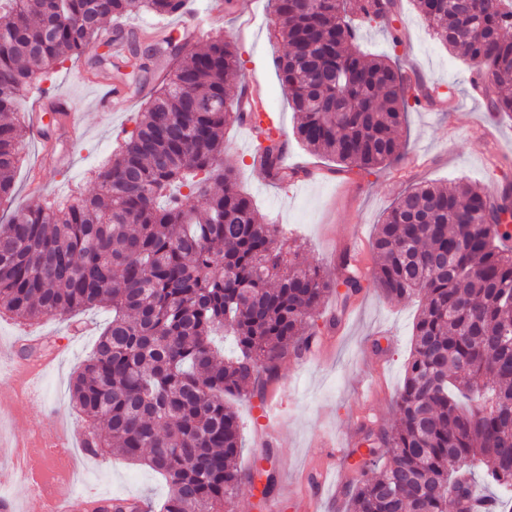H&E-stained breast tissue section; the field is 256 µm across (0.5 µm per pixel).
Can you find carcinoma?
<instances>
[{"label":"carcinoma","mask_w":512,"mask_h":512,"mask_svg":"<svg viewBox=\"0 0 512 512\" xmlns=\"http://www.w3.org/2000/svg\"><path fill=\"white\" fill-rule=\"evenodd\" d=\"M186 0H0V200L11 196L27 128L15 102L68 59L111 47L103 28L146 9L158 16ZM276 60L299 114L307 150L370 171L401 155L397 130L409 102L399 69L354 45L351 14L380 23L393 45L395 0H273ZM450 51L483 69L491 111L512 112V0H418ZM167 31L155 48L179 55L100 169L94 194L46 203L0 224V317L22 323L109 308L92 354L70 386L87 438L160 474L159 512H234L242 472L239 417L230 397L262 393L289 355L316 335L310 319L345 288L348 302L373 286L390 300L419 295L412 350L396 400V425L361 429L366 452L350 464L351 512H468L480 483L495 512H512V235L494 196L463 181L420 184L398 197L371 240L375 266L339 256L336 277L290 262L293 247L258 222L224 168V129L250 123L266 176L292 182L283 135L261 127L256 103L230 82L240 67L229 39L181 51ZM185 187L183 194L178 188ZM200 205H189L191 197ZM232 333V357L212 346ZM96 512H139L114 498Z\"/></svg>","instance_id":"carcinoma-1"}]
</instances>
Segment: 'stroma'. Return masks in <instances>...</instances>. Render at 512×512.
Wrapping results in <instances>:
<instances>
[{"instance_id": "obj_1", "label": "stroma", "mask_w": 512, "mask_h": 512, "mask_svg": "<svg viewBox=\"0 0 512 512\" xmlns=\"http://www.w3.org/2000/svg\"><path fill=\"white\" fill-rule=\"evenodd\" d=\"M396 3L397 24L407 33L403 45L392 46L382 28L361 21L358 47L371 55L388 56L400 71H413L440 99L409 110L399 129L402 155L396 162L361 175L338 172L335 161L310 153L293 139L297 116L276 68V58L285 48L273 37L270 0H252L247 12L242 0H225L217 19L207 17V0H188L179 15L161 18L139 11L122 21L126 30L139 34L193 21L199 26L197 43L222 35L236 44L243 65L234 82L259 88L264 101L262 120L272 121L289 137L286 164L315 171L316 176L286 185L273 183L252 164L255 142L246 125L225 130L224 164L234 169L238 188L252 200L259 221L278 225L286 236L297 239L301 260L319 264L331 275L340 254L355 248L353 227H361L364 240H371L376 224L412 185L447 184L461 177L496 192L512 185V117L490 114L486 100L470 85L474 65L433 39L414 0ZM168 58L164 51L149 58L128 101L117 102L105 119L92 108V92L79 79L83 73L93 80L112 77L111 62L97 52L65 61L48 79L33 83L16 102L18 115L48 111V96L64 94L76 103L80 131L69 140L53 122L48 126L51 140L25 146L16 171V191L0 204V218L9 219L48 201L73 204L90 195L99 167L134 129L138 113L159 82L158 61ZM490 123L496 126L491 144L481 140L484 126ZM68 153L73 164L66 167L61 159ZM418 313L417 301H391L374 288L364 289L345 306L336 296H328L312 317L315 355L284 359L278 378L267 384L263 397L233 399L244 444L240 467H255L269 458L276 475L275 488L265 498L252 485L242 484L238 512H292L289 496L310 491L309 476L320 469L325 446L341 442L346 449L356 448L362 413H369L381 428H392ZM107 317L103 309L83 313L86 332L76 345L62 350L57 367L41 377L33 400L16 420L18 431L50 428L62 419L82 431L72 410L69 383L93 351L99 326ZM367 380L377 385L369 400L361 393ZM80 461L77 490L93 488L112 497L156 502L167 494L159 475L112 454L84 455Z\"/></svg>"}]
</instances>
